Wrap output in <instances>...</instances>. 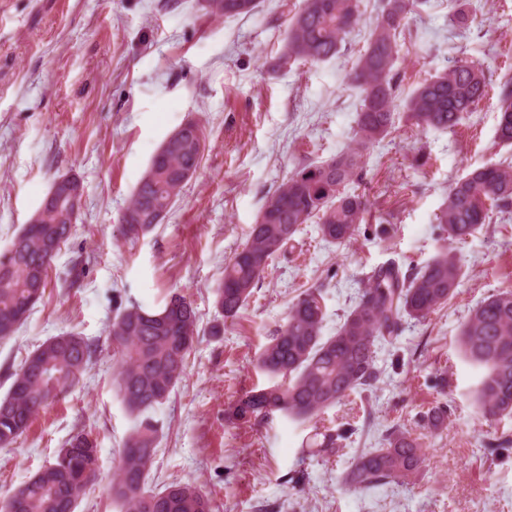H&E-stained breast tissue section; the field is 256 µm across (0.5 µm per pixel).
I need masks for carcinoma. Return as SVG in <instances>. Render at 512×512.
Listing matches in <instances>:
<instances>
[{"instance_id":"obj_1","label":"carcinoma","mask_w":512,"mask_h":512,"mask_svg":"<svg viewBox=\"0 0 512 512\" xmlns=\"http://www.w3.org/2000/svg\"><path fill=\"white\" fill-rule=\"evenodd\" d=\"M202 9L224 17L250 16L261 0H204ZM421 0H379L365 45L351 77L360 90L352 144L336 156L304 165L271 192L244 246L224 264L215 288V303L224 321L241 315L270 262L283 253L303 224H318L325 241L343 246L356 239L367 202L348 190L362 170L366 151L387 137L396 119L422 130L453 131L475 111L487 94L483 68L461 60L420 83L400 98L395 72L399 34ZM286 31L275 66L293 61L320 63L336 57L358 28L361 0H300L287 11ZM467 0H449L448 24L469 27ZM496 140L512 145V78L500 83ZM205 136L188 123L181 140L151 159L124 207L120 222L132 241L162 223L184 187L200 168ZM512 211V161L473 169L448 187L437 215L445 241L462 243L490 223L493 215ZM68 202L44 205L36 223L24 225L9 248L0 252V341L12 338L43 298L48 271L74 232ZM465 276L455 253L443 247L415 272L404 275L392 266L375 272L348 311L336 334L323 336L325 312L321 289L302 291L286 322L262 348L257 364L271 378L236 400L230 417L242 424L275 413L298 421L312 420L353 393L375 389L381 373L375 348L393 344L401 321L424 320L448 303ZM115 344L116 387L138 423L120 451L109 486L121 512H213L201 488L170 482L150 486L159 428L150 412L168 398L183 376L195 337L197 312L183 294L173 292L164 307L148 312L132 304L119 308L109 325ZM458 345L465 360L480 372L473 401L478 413L493 423L512 415V290L482 301L461 325ZM96 347L75 332H62L43 342L10 374L12 383L0 398V448L26 435L34 420L79 381ZM429 429H442L448 405H437L424 417ZM344 434L316 433V453H336ZM97 440L80 429L58 450L53 462L23 486L0 500V512H75L77 501L97 477ZM423 461L421 444L402 429L388 434L380 448L355 457L345 473L352 490L389 482H407Z\"/></svg>"}]
</instances>
